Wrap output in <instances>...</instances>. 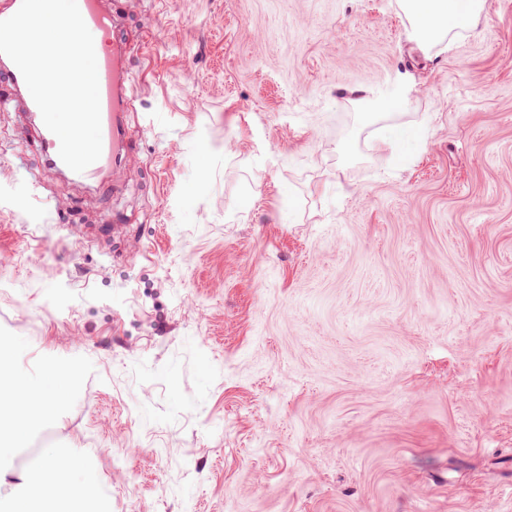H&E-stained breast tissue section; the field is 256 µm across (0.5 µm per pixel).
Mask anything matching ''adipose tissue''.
Segmentation results:
<instances>
[{
  "instance_id": "obj_1",
  "label": "adipose tissue",
  "mask_w": 512,
  "mask_h": 512,
  "mask_svg": "<svg viewBox=\"0 0 512 512\" xmlns=\"http://www.w3.org/2000/svg\"><path fill=\"white\" fill-rule=\"evenodd\" d=\"M412 35L425 49H448L461 32L475 27L482 0H398ZM59 394L14 373L0 356V460L28 437L33 421L48 423L58 412ZM20 485L42 512H109L111 505L95 471L83 460L64 461L46 451L39 464L21 476Z\"/></svg>"
}]
</instances>
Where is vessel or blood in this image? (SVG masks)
I'll list each match as a JSON object with an SVG mask.
<instances>
[{
	"instance_id": "vessel-or-blood-1",
	"label": "vessel or blood",
	"mask_w": 512,
	"mask_h": 512,
	"mask_svg": "<svg viewBox=\"0 0 512 512\" xmlns=\"http://www.w3.org/2000/svg\"><path fill=\"white\" fill-rule=\"evenodd\" d=\"M81 16L91 32L97 59L102 152L100 158L78 178H97L111 161L120 159L125 151L128 133L123 115L131 106L126 94L127 72L124 60L128 46L118 35L120 18L111 11L106 0H77Z\"/></svg>"
}]
</instances>
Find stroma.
<instances>
[{
  "label": "stroma",
  "mask_w": 512,
  "mask_h": 512,
  "mask_svg": "<svg viewBox=\"0 0 512 512\" xmlns=\"http://www.w3.org/2000/svg\"><path fill=\"white\" fill-rule=\"evenodd\" d=\"M131 152L48 165L0 81V353L78 371L39 450L112 512H512V0H112ZM383 124L421 142L398 162ZM412 35L425 49L447 50L462 31L475 27L482 0H398Z\"/></svg>",
  "instance_id": "obj_1"
}]
</instances>
